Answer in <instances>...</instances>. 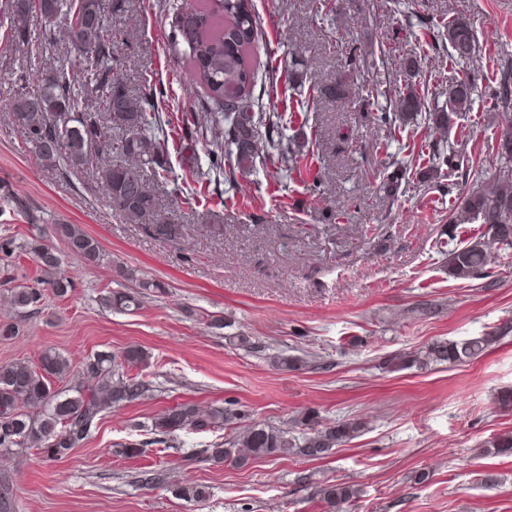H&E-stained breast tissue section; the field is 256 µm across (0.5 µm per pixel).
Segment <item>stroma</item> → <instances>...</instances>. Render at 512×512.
Segmentation results:
<instances>
[{
    "instance_id": "obj_1",
    "label": "stroma",
    "mask_w": 512,
    "mask_h": 512,
    "mask_svg": "<svg viewBox=\"0 0 512 512\" xmlns=\"http://www.w3.org/2000/svg\"><path fill=\"white\" fill-rule=\"evenodd\" d=\"M182 0H127L116 19L117 57L134 95H148L167 137L169 178L163 208L184 224L180 245L161 242L115 211L89 171L45 166L11 123L12 72L25 55L5 42L0 15V235L27 240L35 211L46 224H78L104 253L96 266L73 257L60 239L61 271L75 284L46 294L35 313L17 317L9 290L38 276L29 257L0 267V321L17 335L0 338V363L36 361L47 348L72 370L94 354L129 347L148 353L142 369L152 389L102 413L80 444L61 457L31 449L0 456V476L14 489V512H325L321 485L354 484L344 512H512V457L483 456L485 441L512 432V332L463 365L392 372L387 360L419 353L435 340H459L512 324V258L493 257L487 276L450 278L434 244L450 226L457 194L493 173L501 123L494 94L501 63H512V0H254L261 36L255 94L264 111L284 116L285 137L331 142L343 152L313 163L309 174L285 170L277 156L234 181L216 179L195 131L181 115L199 105L185 78L188 60L171 48L170 21ZM474 24L478 52L467 65L473 106L459 113L447 141L469 159L465 176L427 179L409 170L396 194L381 186L396 159L428 152L430 139L394 140L374 116L392 111L390 88L412 85L424 112L448 104L444 27L450 13ZM309 72L341 75L361 101L317 105V120L290 119L311 84ZM165 283L126 314L105 308L109 291L136 280ZM242 332L269 349L313 355L305 369H274L265 352L227 343ZM179 402L199 408L234 404L249 421L289 427L307 409L322 421L357 418L365 430L322 460H210L211 432L179 433L155 445L143 426ZM137 443L140 453L125 447ZM157 470L162 484L143 485ZM309 474L301 484L299 473ZM495 474L496 484L485 482ZM205 486L202 502L179 496Z\"/></svg>"
}]
</instances>
